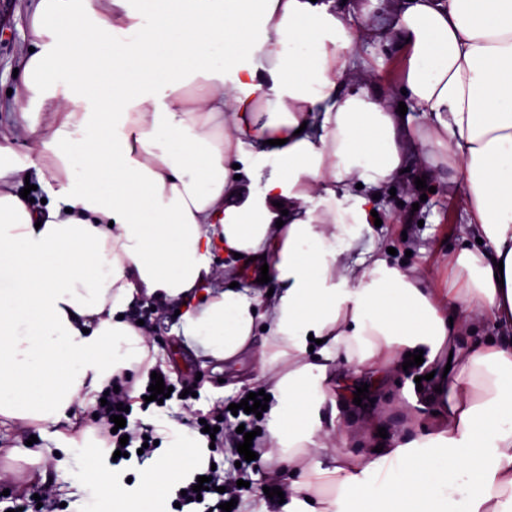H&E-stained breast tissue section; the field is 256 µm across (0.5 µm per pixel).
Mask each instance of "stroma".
I'll use <instances>...</instances> for the list:
<instances>
[{
  "instance_id": "35a3bbf8",
  "label": "stroma",
  "mask_w": 512,
  "mask_h": 512,
  "mask_svg": "<svg viewBox=\"0 0 512 512\" xmlns=\"http://www.w3.org/2000/svg\"><path fill=\"white\" fill-rule=\"evenodd\" d=\"M348 4L354 9L360 26L382 35L392 32L400 0H348ZM29 10L30 0H6L5 7L0 9V127L5 129L13 127L20 108L8 91L17 84L13 71L19 66L25 45ZM359 56L387 84L398 82L408 63L407 54L396 45L372 40L362 41ZM433 153L440 170L439 178L432 181L434 193L423 198L419 193L407 191V183L418 175L414 169L393 181L392 191L382 192L375 203L382 224L374 230V241L377 248H395L392 260L404 272L413 274L426 268L433 269L434 274L427 286L433 296L442 297L447 295L454 276L449 267V257L472 246L474 239L463 208V186L458 170L449 164L444 149L434 148ZM174 314L171 308L153 312L148 322L149 353L163 365L165 373L176 386L193 387L196 395L185 402L174 399L165 407L153 406L146 410L141 409L139 399H132L131 422L152 425L159 421L192 420L235 399L242 389L256 385L258 370L249 362H225L216 373L201 368L193 350L181 337L175 336ZM379 373L380 383L369 389L370 405L351 406L336 421L342 436L339 443L341 453H367L381 444L377 431L382 427H404L408 432L416 433L439 422L432 406L421 408L414 403L418 395L415 372H404L392 362L380 368ZM29 439L34 442V450L41 453L40 465L10 460L8 450L25 444ZM56 446L53 434H39L37 427L13 422L0 426V486L29 484L45 475L56 487L54 499L64 504L65 512H80L85 490L72 471L68 458L56 454ZM216 456L224 475L249 483L247 489L235 494L239 504L260 507L264 486L274 479L283 486L288 483L289 473L279 463L276 447H269L260 462L243 473L233 470L228 452L220 450Z\"/></svg>"
}]
</instances>
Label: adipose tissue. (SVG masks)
<instances>
[{"mask_svg": "<svg viewBox=\"0 0 512 512\" xmlns=\"http://www.w3.org/2000/svg\"><path fill=\"white\" fill-rule=\"evenodd\" d=\"M366 35L330 0H32L17 92L38 160L0 132V418L74 424L141 369L149 299L179 308L201 366L296 361L267 388L290 468L331 436L332 386L422 352L441 426L331 457L324 498L297 475L288 512H512V0H407L403 116L361 83ZM435 144L463 162L483 241L457 254L468 279L441 302L363 244L374 195ZM31 171L53 189L39 206L15 191ZM264 265L269 282L235 286ZM486 319L493 341L460 345ZM156 431L133 487L89 431L61 436L82 512H167L209 450L188 426Z\"/></svg>", "mask_w": 512, "mask_h": 512, "instance_id": "ef3b65f1", "label": "adipose tissue"}]
</instances>
